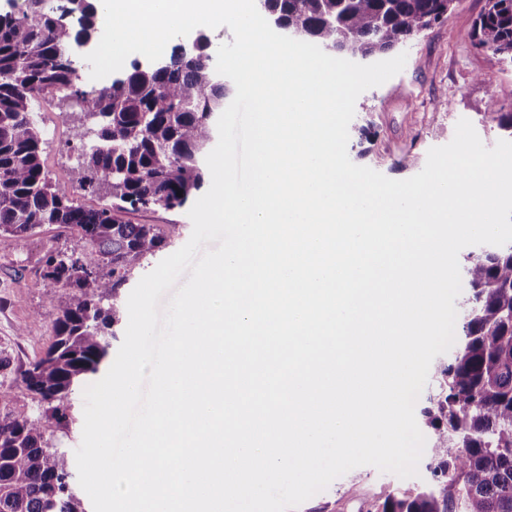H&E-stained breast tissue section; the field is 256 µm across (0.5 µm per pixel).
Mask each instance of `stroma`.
Segmentation results:
<instances>
[{"label":"stroma","instance_id":"1","mask_svg":"<svg viewBox=\"0 0 512 512\" xmlns=\"http://www.w3.org/2000/svg\"><path fill=\"white\" fill-rule=\"evenodd\" d=\"M486 0H458L447 17L405 45L403 70L383 85L362 93L355 104V124L369 123L368 144L349 141L351 161L362 162L388 178L403 180L424 168L430 148L449 143L459 119L471 121L486 147L500 138L494 123L484 121L489 98L503 111L512 112V65L465 44L461 35L484 10ZM447 108H438V100ZM60 98L45 100L36 123L43 139L42 162L53 183L68 188L74 205L100 208L108 195L72 187L71 170L80 154L81 140L65 118ZM417 157L414 167L397 169L396 160ZM132 224L176 225L177 234L156 257L145 263L152 271L160 259L189 240L192 222L187 209L157 206L124 213ZM81 249L78 233L59 224H46L23 240L0 237V348L13 359L14 370L39 358L52 340L53 302L47 297L48 281L42 277V258L53 247ZM429 477L419 467L415 477L402 479L361 466L334 480L329 487L302 503L296 512H375L384 489L405 493L420 487ZM357 496H350V488Z\"/></svg>","mask_w":512,"mask_h":512}]
</instances>
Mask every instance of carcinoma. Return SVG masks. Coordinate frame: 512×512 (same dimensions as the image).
<instances>
[{
    "instance_id": "1",
    "label": "carcinoma",
    "mask_w": 512,
    "mask_h": 512,
    "mask_svg": "<svg viewBox=\"0 0 512 512\" xmlns=\"http://www.w3.org/2000/svg\"><path fill=\"white\" fill-rule=\"evenodd\" d=\"M457 0H258L259 12L297 39L334 54L368 59L392 51L442 21ZM26 0L0 13V236L23 239L43 224H63L85 241L80 252L52 248L42 259L50 297L63 291L53 340L21 370L42 406L0 409V512H86L72 484V461L46 438L69 429L71 395L110 362L121 290L174 231L127 224L126 206L184 207L208 182L203 159L229 89L213 67L205 33L195 51L172 48L159 65L137 61L110 85L85 90L73 53L104 29L97 0ZM461 39L512 63V0H487ZM74 103L76 127L91 123L92 144L72 183L103 191L112 204L85 210L47 178L33 119L37 99ZM485 116L512 138V112L490 99ZM457 348L435 368L436 385L419 412L432 441L431 484L385 493L377 512H512V243L471 252Z\"/></svg>"
}]
</instances>
